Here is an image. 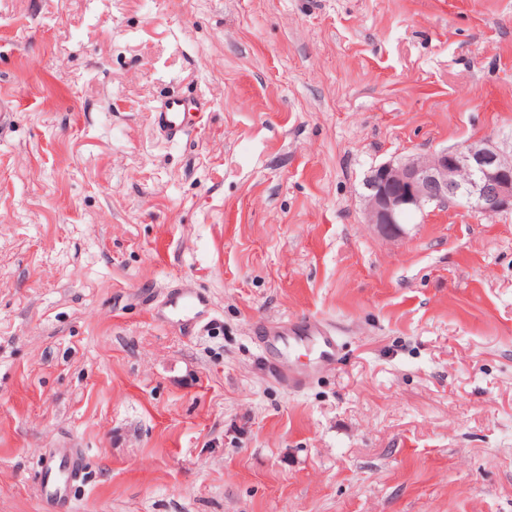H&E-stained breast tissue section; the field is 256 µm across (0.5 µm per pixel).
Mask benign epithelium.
<instances>
[{
    "label": "benign epithelium",
    "mask_w": 512,
    "mask_h": 512,
    "mask_svg": "<svg viewBox=\"0 0 512 512\" xmlns=\"http://www.w3.org/2000/svg\"><path fill=\"white\" fill-rule=\"evenodd\" d=\"M367 223L386 237L404 234L412 212L448 196L482 213L512 210V156L490 138L459 148L385 162L370 169L364 180Z\"/></svg>",
    "instance_id": "7a95c632"
}]
</instances>
